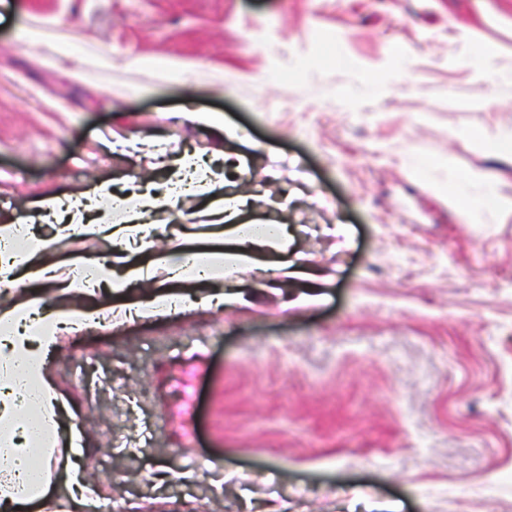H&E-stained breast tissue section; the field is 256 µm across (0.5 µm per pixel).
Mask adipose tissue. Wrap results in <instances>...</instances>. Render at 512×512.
Returning <instances> with one entry per match:
<instances>
[{
  "mask_svg": "<svg viewBox=\"0 0 512 512\" xmlns=\"http://www.w3.org/2000/svg\"><path fill=\"white\" fill-rule=\"evenodd\" d=\"M136 198L138 210L125 209L115 233L121 242L151 253V263L164 272L168 287L147 300L129 303L128 317L159 316L177 302L186 308L196 302L207 307L233 304L236 273L261 267L263 257L270 254L275 257L271 265L274 277L298 274L285 258L287 225L236 223L244 205L239 197L224 200L228 246L198 248L173 243L163 251L154 248L159 225L146 219L158 207L159 195L146 189ZM0 245L6 249L5 257L0 258V279L11 280L19 271L31 284L12 304L0 308V512H37L45 501L61 493L70 507L82 506L91 512L100 499L81 470L85 450L78 431H71L67 450L58 446L62 409L49 380L46 355L58 346L61 332L74 333L111 316V309L71 301L72 296L89 294L101 281V272L76 271L65 283L66 301L53 302L45 286L57 278L48 261L56 243L36 237L25 249H17L10 226L1 224ZM200 281L221 282L227 289L196 302L177 298L176 288Z\"/></svg>",
  "mask_w": 512,
  "mask_h": 512,
  "instance_id": "ef3b65f1",
  "label": "adipose tissue"
}]
</instances>
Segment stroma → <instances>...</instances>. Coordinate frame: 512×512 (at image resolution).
<instances>
[{"label":"stroma","instance_id":"obj_1","mask_svg":"<svg viewBox=\"0 0 512 512\" xmlns=\"http://www.w3.org/2000/svg\"><path fill=\"white\" fill-rule=\"evenodd\" d=\"M59 36L77 52L44 47ZM512 0H0V225L53 237L101 183L215 180L204 214L289 227L314 287L112 322L48 356L119 512H512ZM44 195L66 207L40 212Z\"/></svg>","mask_w":512,"mask_h":512}]
</instances>
